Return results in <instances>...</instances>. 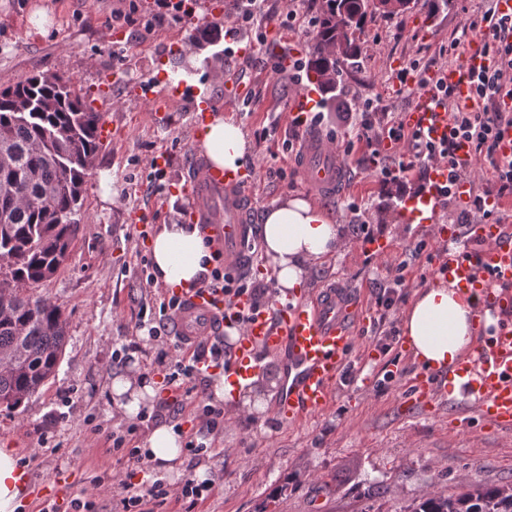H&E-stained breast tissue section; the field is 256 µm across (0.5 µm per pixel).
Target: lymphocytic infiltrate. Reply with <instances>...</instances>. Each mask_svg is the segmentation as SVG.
I'll list each match as a JSON object with an SVG mask.
<instances>
[{"label":"lymphocytic infiltrate","mask_w":512,"mask_h":512,"mask_svg":"<svg viewBox=\"0 0 512 512\" xmlns=\"http://www.w3.org/2000/svg\"><path fill=\"white\" fill-rule=\"evenodd\" d=\"M185 2L153 0L149 13L143 15L139 12L137 0H126L123 6L113 8L112 19L137 24L149 33L157 24L187 16ZM467 29L479 36L485 52L495 61L492 68L468 75L483 105L482 111H456L454 86L441 82L435 87L436 96L439 103L453 109L454 115L447 136L440 141H432L420 131L407 129L401 116L379 111L370 102L348 113L343 128L329 131L327 137L346 157L353 155L357 144H365L369 152L356 157L358 166L380 168L384 184L395 185V197L399 200L406 195L411 172L428 170L435 162L447 163L450 179H457V151L461 144H468L471 153L468 175L477 173V163L481 160L488 162L492 174L490 186L470 191V202L461 214L462 223L468 225L492 219L494 212L487 206L489 196L502 197L512 193V155L503 156L497 152L502 129L512 128V112L498 107L500 96L512 94V39L505 35L506 30H512V19L499 16L498 0H483L482 6L469 17ZM386 140L395 145L396 152L383 159L377 146ZM211 260L213 266L199 278L200 286L222 294L228 302L240 297L247 298L254 310L270 302L268 283L225 269L220 254H212ZM133 278L140 290L134 328L150 340L159 342L157 362L162 367L161 388L166 392L154 411H142L139 418L149 423L163 411L179 415L184 409L185 398H193L199 428L188 436L185 448L195 457L209 454L216 446L217 436L224 430L226 415L223 407L211 404L209 396L202 392L206 376L197 363L204 357L212 367L223 368L224 342L217 337L203 343L200 354L187 357L178 355L177 344L168 333V323L177 306L176 297L164 295L158 290L147 265L134 269ZM117 486L122 493L124 512H156L172 497L191 510L199 501L208 498L212 491L211 483L198 484L191 479L175 491L170 490L159 478L146 480L139 485L121 478Z\"/></svg>","instance_id":"1"}]
</instances>
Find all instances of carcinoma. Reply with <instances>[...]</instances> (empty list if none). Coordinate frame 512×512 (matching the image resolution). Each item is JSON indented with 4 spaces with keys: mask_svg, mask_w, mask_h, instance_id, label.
Returning a JSON list of instances; mask_svg holds the SVG:
<instances>
[{
    "mask_svg": "<svg viewBox=\"0 0 512 512\" xmlns=\"http://www.w3.org/2000/svg\"><path fill=\"white\" fill-rule=\"evenodd\" d=\"M387 2L327 0L310 46L325 88L360 57L367 16L396 13ZM99 122L59 75L0 90V405L11 409L55 376L67 340L62 309L33 288L57 273L76 237ZM411 512H512V486L430 492Z\"/></svg>",
    "mask_w": 512,
    "mask_h": 512,
    "instance_id": "cac0c4a2",
    "label": "carcinoma"
}]
</instances>
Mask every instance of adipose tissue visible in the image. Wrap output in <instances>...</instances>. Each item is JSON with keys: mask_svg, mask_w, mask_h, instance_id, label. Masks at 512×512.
Listing matches in <instances>:
<instances>
[{"mask_svg": "<svg viewBox=\"0 0 512 512\" xmlns=\"http://www.w3.org/2000/svg\"><path fill=\"white\" fill-rule=\"evenodd\" d=\"M198 145L217 167L235 170L246 155L244 135L232 120L215 116L197 134ZM266 262L280 297L299 292L310 267L339 252L344 230L323 210L300 196L275 201L262 215ZM153 271L168 288H185L204 272L210 251L195 224H164L150 247ZM499 314L478 310L474 298L452 281H437L414 292L403 316V336L413 359L423 368L446 372L448 395L460 397L462 377L457 373L479 332L497 328ZM154 395L146 379L129 374L114 377L109 396L123 416H136ZM181 434L161 423L144 437L141 448L149 461L168 464L177 459ZM26 494L23 472L15 449L0 448V512H15Z\"/></svg>", "mask_w": 512, "mask_h": 512, "instance_id": "1", "label": "adipose tissue"}]
</instances>
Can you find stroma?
I'll list each match as a JSON object with an SVG mask.
<instances>
[{"instance_id":"stroma-1","label":"stroma","mask_w":512,"mask_h":512,"mask_svg":"<svg viewBox=\"0 0 512 512\" xmlns=\"http://www.w3.org/2000/svg\"><path fill=\"white\" fill-rule=\"evenodd\" d=\"M478 0H445L434 18L417 8L392 16L368 18L357 64L345 67L340 84L319 91L325 114L323 131L339 127L345 113L369 101L383 112H404L409 93L399 91L396 72L411 62L451 65L440 46L461 37L467 13ZM299 17L275 21L238 36L242 56H226L223 16L205 10L196 18L141 26L112 19V0H0V88L35 74L69 80L86 101L100 97L104 80L112 98L100 114L112 135L94 156L82 196L81 221L67 259L37 294L59 305L67 318V342L54 379L20 408L0 406V448L18 452L27 494L17 512H40L48 503L66 505L79 493L91 495L98 512H122L121 494L112 485L118 462L95 426L111 427L114 415L108 385L116 374L112 351L134 336L131 318L139 295L125 266H136L135 244L126 237L134 214L148 221V231L185 218L174 204L155 206L156 182L145 161L165 150L173 161L166 171L174 181L187 162L197 130L188 112H156L135 94L144 81L176 75L196 77L200 94L219 93L225 72L244 78L247 107L225 104L221 110L243 131L250 159H271L283 177L261 174L254 204L265 210L284 196L305 195L306 188L281 153L292 135L285 114L300 89L305 71L274 73L278 53L300 63L309 59L310 31L301 16L323 11V0H298ZM186 39L188 55L166 58L170 42ZM275 127L271 137L262 129ZM345 191L325 201L335 223L344 225L347 244L336 256L311 267L305 284L312 291L328 284L363 295L367 316L358 330L353 379L341 380L333 407L295 426L283 425L272 411H234L220 436L229 456L192 462L180 453L174 471L130 467V480L162 479L171 489L185 480L213 482L211 495L194 512H410L425 492L455 495L476 486L512 484V437L471 421L467 430L448 427L447 409H410L401 404L405 381L419 370L408 350L392 341L388 353L375 348L380 310L374 285L387 275L384 260L363 255L350 204L366 210L376 236L396 241L397 251L427 246L409 258L410 289L436 281L432 255L438 247L426 227L400 220L397 199L388 195L379 170H360L347 158ZM112 176V197L103 199L101 171ZM66 419H58V412Z\"/></svg>"}]
</instances>
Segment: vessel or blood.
<instances>
[{"mask_svg":"<svg viewBox=\"0 0 512 512\" xmlns=\"http://www.w3.org/2000/svg\"><path fill=\"white\" fill-rule=\"evenodd\" d=\"M490 59L481 44H473L462 68L432 69L417 74L412 86L416 100L404 114L407 128L418 129L438 140L448 133L446 108L433 102L436 82L454 85L458 105L475 112L481 107L468 82L467 73L487 66ZM136 94L154 111L179 106L191 112L194 126L206 123L218 108L216 99L199 97L193 87L180 85L160 90L156 82L138 86ZM311 90H302L288 113L305 137L298 157V174L311 195L334 194L344 180L346 167L336 150L320 133L309 127L306 109ZM257 175L253 168L235 171L215 167L198 151H191L177 192L186 200V215L202 227V234L230 267L253 269L250 245L259 243L252 222V188ZM449 185L448 167L437 163L429 170V182L420 194L405 203L409 221H427L443 200ZM435 238L447 244L448 252L437 257L438 276L457 282L481 304L512 308V226L487 221L472 225L462 235L453 224L432 225ZM483 241L479 258H472L468 238ZM180 308L169 329L186 352H194L205 338H224L230 358L227 366L234 380L246 381L258 368L257 350L283 355L284 383L277 403L278 414L288 424L327 411L334 403L337 385L357 347L358 325L364 319V301L350 290L329 286L304 295L294 303L276 305L237 327L236 307L215 300L195 288L178 290ZM459 373L473 397L478 418L498 431H512V323L500 327L495 336L480 339L476 355L462 362ZM442 377L421 371L408 379L405 403L413 407L435 404L442 392Z\"/></svg>","mask_w":512,"mask_h":512,"instance_id":"1","label":"vessel or blood"}]
</instances>
